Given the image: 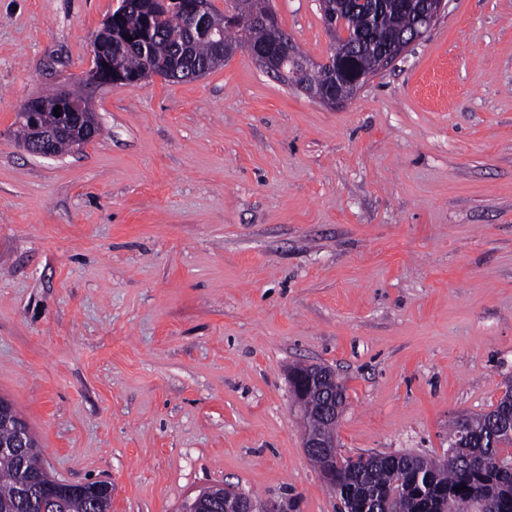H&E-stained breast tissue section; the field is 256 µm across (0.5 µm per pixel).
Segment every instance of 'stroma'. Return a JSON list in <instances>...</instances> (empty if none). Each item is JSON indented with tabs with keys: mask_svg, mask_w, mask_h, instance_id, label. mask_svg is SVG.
<instances>
[{
	"mask_svg": "<svg viewBox=\"0 0 512 512\" xmlns=\"http://www.w3.org/2000/svg\"><path fill=\"white\" fill-rule=\"evenodd\" d=\"M118 0H0V397L51 475L112 512L213 485L336 512L289 369L343 381L341 451L440 457L512 380V0L448 8L330 108L237 52L192 81L94 83ZM307 58L316 0H273ZM101 132L30 153L34 96Z\"/></svg>",
	"mask_w": 512,
	"mask_h": 512,
	"instance_id": "stroma-1",
	"label": "stroma"
}]
</instances>
